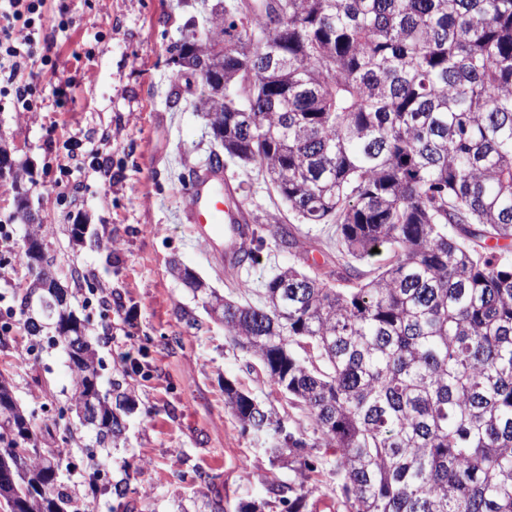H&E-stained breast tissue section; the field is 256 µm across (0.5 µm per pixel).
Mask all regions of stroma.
Listing matches in <instances>:
<instances>
[{"instance_id":"35a3bbf8","label":"stroma","mask_w":512,"mask_h":512,"mask_svg":"<svg viewBox=\"0 0 512 512\" xmlns=\"http://www.w3.org/2000/svg\"><path fill=\"white\" fill-rule=\"evenodd\" d=\"M219 2L232 14L239 0H46L45 24L55 31L48 55L67 97L45 90L32 112L0 103V144L28 166L21 185L0 178V218L13 231L11 248L0 250V321L14 325L9 347L0 349V372L37 422L73 424L72 433L53 432L48 445L65 449L75 472L92 460L103 464L107 482L128 478L134 512H177L181 504L202 512L215 498L224 512L252 503L282 512L270 488L295 472L271 450L281 432H313L306 411L249 368L202 300L170 273L179 262L236 298L261 288L295 253L318 259L336 251L335 225L300 223L259 166L229 157L224 173L264 238L258 261L226 272L183 219L180 194L214 143L198 108L201 81L178 76L167 49L201 33ZM64 17L70 24L62 29ZM20 190L44 222L45 256L89 328L102 389L117 380L135 400L123 417L124 440L111 450L66 410L72 375L63 346L31 348L17 294L30 278L15 207ZM285 230L295 236L294 250L280 244ZM185 310L195 324L181 320ZM228 380L272 409L274 425L242 432L224 404ZM309 455L318 467L304 512H341L338 482L326 467L333 449Z\"/></svg>"}]
</instances>
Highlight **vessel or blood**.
<instances>
[{
  "mask_svg": "<svg viewBox=\"0 0 512 512\" xmlns=\"http://www.w3.org/2000/svg\"><path fill=\"white\" fill-rule=\"evenodd\" d=\"M186 220L196 240L219 259L233 263L249 238L248 209L223 160L212 158L194 171L181 193Z\"/></svg>",
  "mask_w": 512,
  "mask_h": 512,
  "instance_id": "b4317fda",
  "label": "vessel or blood"
}]
</instances>
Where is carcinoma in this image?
Wrapping results in <instances>:
<instances>
[{"instance_id": "1", "label": "carcinoma", "mask_w": 512, "mask_h": 512, "mask_svg": "<svg viewBox=\"0 0 512 512\" xmlns=\"http://www.w3.org/2000/svg\"><path fill=\"white\" fill-rule=\"evenodd\" d=\"M279 2L280 26L242 0L169 49L186 75L205 59L203 103L224 95L205 113L217 148L258 164L302 223L337 226L335 258L301 257L255 302L185 283L318 434L272 449L301 471L273 493L301 512L304 451L325 447L344 512H512V0ZM44 304L58 334L88 336ZM96 356L89 339L68 354L70 410L105 448L130 397L101 391ZM11 393L0 374V512H81L49 424ZM224 400L242 430L272 424L230 382ZM83 486L129 512L128 479Z\"/></svg>"}]
</instances>
